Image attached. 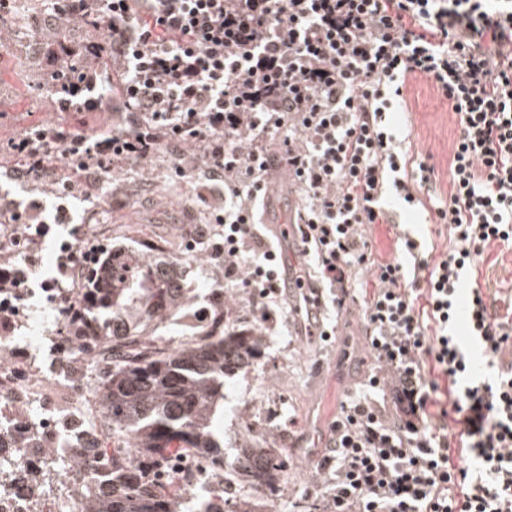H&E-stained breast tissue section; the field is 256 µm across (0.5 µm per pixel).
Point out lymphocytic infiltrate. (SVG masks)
I'll return each mask as SVG.
<instances>
[{"instance_id":"f902f5d3","label":"lymphocytic infiltrate","mask_w":512,"mask_h":512,"mask_svg":"<svg viewBox=\"0 0 512 512\" xmlns=\"http://www.w3.org/2000/svg\"><path fill=\"white\" fill-rule=\"evenodd\" d=\"M61 18L92 21L86 66L56 58L58 112H110L88 134L68 121L35 123L9 139V176L70 174L84 192L100 170L169 159L200 201L215 200L194 231L262 310L280 303L281 252L258 230L269 163L288 168L302 200L293 227L307 267L298 279L311 335L331 340L332 319L361 305L376 363L351 388L302 496L315 512H512V320L466 273L490 248L512 251V0H66ZM117 62L114 94L99 93L96 64ZM419 80L432 82L458 125L444 201L422 191L434 167L397 143L393 113ZM433 214L449 245L398 238L400 258L376 256L371 229L386 204ZM25 261H0V333L20 323L28 266L52 225L29 200L11 214ZM95 249L61 252L44 287L83 304L68 281ZM371 272V294L356 293ZM466 310L491 379L455 334ZM464 465H455L452 448Z\"/></svg>"}]
</instances>
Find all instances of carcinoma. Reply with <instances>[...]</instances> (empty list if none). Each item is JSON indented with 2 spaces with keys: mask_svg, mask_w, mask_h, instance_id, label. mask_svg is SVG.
I'll list each match as a JSON object with an SVG mask.
<instances>
[{
  "mask_svg": "<svg viewBox=\"0 0 512 512\" xmlns=\"http://www.w3.org/2000/svg\"><path fill=\"white\" fill-rule=\"evenodd\" d=\"M146 249V261L128 254L88 262L95 287L81 289V312L64 315V348L85 347L92 360L105 365L98 395L106 434L98 441L94 421L69 414L61 417L59 433L76 449L72 463L92 467L97 455L110 459L91 482L72 485L71 495L85 503L86 512H185L195 496L198 512H236L224 484L201 491V484L187 477L158 478L170 456L191 453L217 475L233 469L269 509L284 481L288 449L255 439L229 457L219 425L224 379L261 365L258 329L240 324L234 307L224 306V289L216 288V303L192 339L170 347L148 326L162 324L187 305L184 258L166 242H148ZM17 443L33 457L51 448L39 430ZM17 443L0 439V485L12 478L10 449ZM49 476L43 466L22 480L28 496L47 485Z\"/></svg>",
  "mask_w": 512,
  "mask_h": 512,
  "instance_id": "cac0c4a2",
  "label": "carcinoma"
}]
</instances>
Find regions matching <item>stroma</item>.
<instances>
[{
	"label": "stroma",
	"instance_id": "1",
	"mask_svg": "<svg viewBox=\"0 0 512 512\" xmlns=\"http://www.w3.org/2000/svg\"><path fill=\"white\" fill-rule=\"evenodd\" d=\"M24 14L35 19L36 28L19 24L13 12L0 14V143L19 134L32 120L52 123L63 117L53 99L42 92L44 76L54 67L46 50L62 39L77 50L95 35L79 21L61 25L44 0H25ZM36 40L43 44V51L33 50ZM407 98L400 122L411 149L434 166V188L439 196H447L451 190L448 159L458 136L455 116L430 82L418 81ZM106 179L104 196L69 198L72 222L57 226L54 237L43 244L39 273L55 265L58 244L68 238L72 225L82 226L89 244L139 256L148 241L184 245L209 209L207 203L192 199L186 183L162 154L132 168L114 169ZM390 208L396 224H378L373 231L375 248L382 257L398 256L397 238L402 231L436 236L437 225L422 223L399 202H391ZM473 273L481 286L498 289L501 297L512 294L511 252H490ZM216 280L207 252L196 247L184 274L191 298L186 315L210 306ZM297 296L295 289H284V309H272L266 317L238 295L229 293L224 298L225 304L237 307L242 318L255 322L265 351L259 368L224 381V449L243 447L258 436L290 448L288 476L275 500L278 512H294L305 487L319 480L317 460L329 445L336 410L348 389L374 366L362 335L360 309L342 314L336 335L324 342L309 336L307 322L297 320L293 311ZM28 315L31 323L42 328L32 361L46 375H54L59 346L51 310L43 299L33 298Z\"/></svg>",
	"mask_w": 512,
	"mask_h": 512
}]
</instances>
